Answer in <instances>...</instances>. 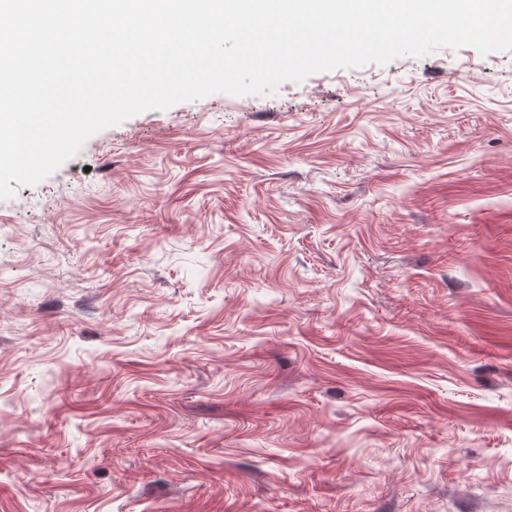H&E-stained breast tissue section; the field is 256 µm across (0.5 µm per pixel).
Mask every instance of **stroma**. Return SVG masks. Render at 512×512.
<instances>
[{
	"label": "stroma",
	"mask_w": 512,
	"mask_h": 512,
	"mask_svg": "<svg viewBox=\"0 0 512 512\" xmlns=\"http://www.w3.org/2000/svg\"><path fill=\"white\" fill-rule=\"evenodd\" d=\"M0 512H512V50L143 111L0 199Z\"/></svg>",
	"instance_id": "35a3bbf8"
}]
</instances>
